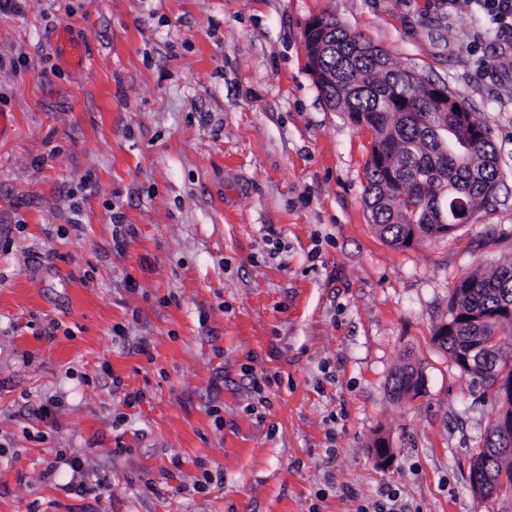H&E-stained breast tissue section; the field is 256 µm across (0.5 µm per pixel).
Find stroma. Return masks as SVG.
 Returning <instances> with one entry per match:
<instances>
[{"mask_svg": "<svg viewBox=\"0 0 512 512\" xmlns=\"http://www.w3.org/2000/svg\"><path fill=\"white\" fill-rule=\"evenodd\" d=\"M326 14L489 127L503 181L453 235L376 232L372 133L307 67ZM62 27L85 68L58 54ZM0 110V512H498L469 483L491 406L431 341L457 281L512 260V39L484 16L21 0L0 14ZM407 357L425 390L397 400ZM62 453L108 496L65 491Z\"/></svg>", "mask_w": 512, "mask_h": 512, "instance_id": "1", "label": "stroma"}]
</instances>
